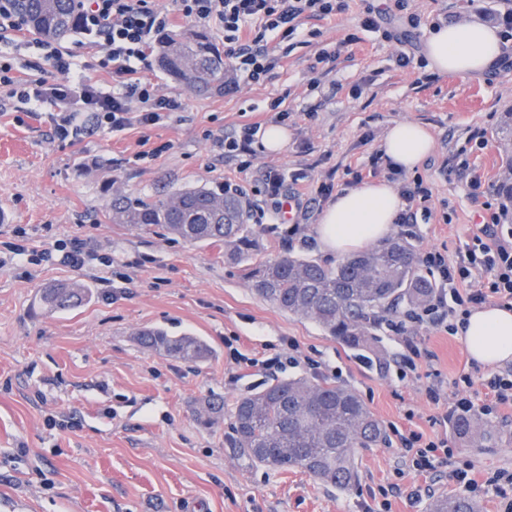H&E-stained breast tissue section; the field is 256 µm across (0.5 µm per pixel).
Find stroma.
I'll return each instance as SVG.
<instances>
[{"mask_svg":"<svg viewBox=\"0 0 512 512\" xmlns=\"http://www.w3.org/2000/svg\"><path fill=\"white\" fill-rule=\"evenodd\" d=\"M348 5L344 13L305 21L317 37L296 45L264 83L234 93L193 94L152 65L145 78L180 97L184 108L152 128L146 144L137 128L61 142L41 115L0 112V256H8L20 228L37 253L78 235L97 253L127 263L109 285L100 282L96 263L0 268V512H188L193 504L199 512H379L384 492L395 485L400 493L391 512H427L434 498L462 493L450 468L425 477L403 467L394 444L356 450L359 480L349 493L243 456L231 427L236 401L274 380L310 376L312 359L329 364L326 380L355 390L383 425L447 438L455 459L470 461L477 474L512 470V409L476 414L495 440L467 443L454 429L433 424L437 410L426 398V379L399 380L392 366L378 372L316 323L260 300L240 266L218 248L109 218L117 196L144 198L215 182L241 185L248 200H259V183L240 171L238 160L222 155L217 137L245 124L276 122L271 103L277 100L288 112V143L276 154L256 150L251 162L254 169L298 174L297 191L312 201L298 219L311 240L304 255L333 263L313 242L325 208L315 200L318 186L351 189L356 171L367 184L385 180V172L370 174L368 158L380 150L389 126L410 121L434 140L418 168L433 198L428 215L391 232L407 236L417 251L444 247L457 257L506 184L507 144L497 133L512 113V73L452 78L415 63L400 67L397 56L423 48L433 22L493 23L508 4L408 0L406 12L418 24L404 46L359 25L369 8L390 9L394 0ZM325 48L337 56L314 90L313 67ZM477 127L485 131L482 149L469 140ZM165 142L168 151L144 157L146 146ZM459 152L481 178L479 197L471 195V175L448 166ZM73 280L93 288L88 304L36 314L42 288ZM153 328L199 336L211 355L191 365L144 349L137 334ZM409 333L434 352L445 382L468 373L474 391H481L490 370L469 356L460 336L425 327ZM228 339L244 361L231 359ZM291 339L299 346L298 364L265 369L267 358L287 356ZM214 394L223 396L225 413L205 428L192 411ZM419 486L422 497L411 498Z\"/></svg>","mask_w":512,"mask_h":512,"instance_id":"35a3bbf8","label":"stroma"}]
</instances>
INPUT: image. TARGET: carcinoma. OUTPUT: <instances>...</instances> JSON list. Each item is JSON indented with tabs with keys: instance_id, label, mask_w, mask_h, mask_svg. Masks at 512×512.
Returning a JSON list of instances; mask_svg holds the SVG:
<instances>
[{
	"instance_id": "obj_1",
	"label": "carcinoma",
	"mask_w": 512,
	"mask_h": 512,
	"mask_svg": "<svg viewBox=\"0 0 512 512\" xmlns=\"http://www.w3.org/2000/svg\"><path fill=\"white\" fill-rule=\"evenodd\" d=\"M37 35L63 37L80 27L75 0H10ZM161 68L198 95L224 90V59L208 37L188 30L166 38L157 48ZM112 222L144 230L160 226L182 241L224 245V256L243 265L253 293L278 309L311 319L338 343L372 366L381 364L377 332L383 314L421 308L433 283L425 278L415 246L403 237L385 238L367 250L348 255L333 267L288 252L254 257V230L243 201L224 185L192 187L157 197L112 200ZM91 289L78 282L42 289L38 308L63 313L89 301ZM139 343L158 354L201 363L208 344L190 334L170 336L160 329L138 333ZM224 410L212 396L195 409L199 423L211 424ZM235 442L243 455L274 471L300 470L341 491L358 482L357 448L386 442V431L350 387L326 380L292 377L274 381L241 397L232 411ZM466 441L493 440L488 428L471 417L455 420ZM428 512H480L475 499L444 495Z\"/></svg>"
}]
</instances>
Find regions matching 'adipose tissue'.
Masks as SVG:
<instances>
[{
  "instance_id": "1",
  "label": "adipose tissue",
  "mask_w": 512,
  "mask_h": 512,
  "mask_svg": "<svg viewBox=\"0 0 512 512\" xmlns=\"http://www.w3.org/2000/svg\"><path fill=\"white\" fill-rule=\"evenodd\" d=\"M502 54L498 30L478 21H464L432 31L426 43L429 66L451 77L485 72ZM433 138L418 123L398 122L384 138L382 151L393 167L412 171L433 149ZM402 209L397 190L385 182L337 194L322 212L317 241L330 255L354 252L385 238ZM461 336L468 353L491 366L512 359V310L489 305L472 312Z\"/></svg>"
}]
</instances>
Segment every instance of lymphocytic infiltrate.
I'll return each instance as SVG.
<instances>
[{"label": "lymphocytic infiltrate", "instance_id": "obj_1", "mask_svg": "<svg viewBox=\"0 0 512 512\" xmlns=\"http://www.w3.org/2000/svg\"><path fill=\"white\" fill-rule=\"evenodd\" d=\"M80 32L90 49L87 61L52 40L39 41L42 58L59 74L56 82L24 77L30 62L0 61V102L20 103L33 114L53 106L49 120L54 139L71 141L87 127L118 133L138 126L150 129L168 114L182 111L181 99L165 94L152 81L139 78L151 68V47L171 26L172 15L215 27L224 37L228 60L225 90L263 83L288 55L286 44L301 33L304 21L345 11L346 0H172V11L155 0H77ZM110 76L109 84L96 80V72ZM264 197L253 204L250 217L257 224L283 221L285 205L301 204L289 193L287 176L279 170L261 175ZM506 204H498L483 224L470 234L463 254L450 259L446 250L424 252L423 263L434 278V294L427 306L404 312L389 322L403 337L401 376L417 374L420 365L432 364L434 353L409 336L416 324L454 335L473 309L493 302L512 308V228L504 229ZM482 404L472 397H448L440 379L426 386L428 400L437 407L440 422L478 410L485 414L512 406V369L493 373L486 382ZM400 442L410 453V466L420 474L434 472L451 457L448 442L427 439L412 431Z\"/></svg>", "mask_w": 512, "mask_h": 512}]
</instances>
